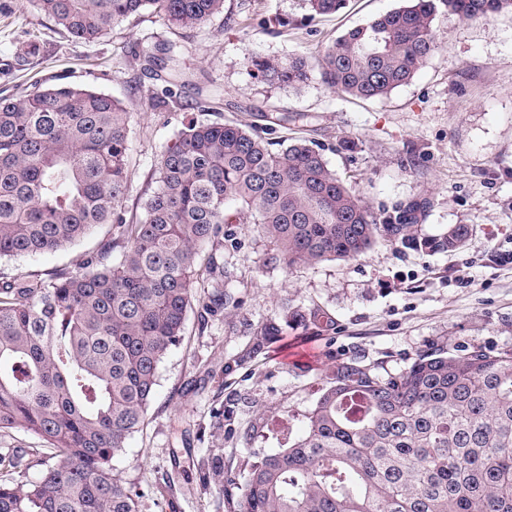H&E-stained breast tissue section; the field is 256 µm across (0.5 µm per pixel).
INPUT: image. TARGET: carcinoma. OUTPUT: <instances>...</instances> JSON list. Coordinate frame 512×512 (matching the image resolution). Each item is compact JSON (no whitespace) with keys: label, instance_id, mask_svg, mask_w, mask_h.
I'll return each mask as SVG.
<instances>
[{"label":"carcinoma","instance_id":"1","mask_svg":"<svg viewBox=\"0 0 512 512\" xmlns=\"http://www.w3.org/2000/svg\"><path fill=\"white\" fill-rule=\"evenodd\" d=\"M71 37L91 43L133 14L175 28L224 12V0H29ZM329 15L345 0H307ZM461 19L512 12V0H407L353 28L323 54L321 82L382 99L434 55L439 11ZM148 68L178 66L174 46L143 53ZM266 81L295 91L301 56L256 58ZM130 112L92 88L58 84L0 97V259L57 251L101 224L120 229L78 269L46 281L0 283V431L23 429L59 460L22 488L0 477V512H137L111 465L144 423L158 365L184 332L193 301L215 315L238 302L216 287L197 296V261L224 246L229 224L271 243L263 264L289 272L356 259L378 240L455 251L469 225L419 239L423 204L372 209L305 139L274 141L237 124L190 121L157 163L145 218L126 222ZM270 322L254 349L280 336ZM224 475V454L199 460ZM233 512H512V351H427L384 377L350 359L307 413L301 436L265 456L243 482L218 484Z\"/></svg>","mask_w":512,"mask_h":512}]
</instances>
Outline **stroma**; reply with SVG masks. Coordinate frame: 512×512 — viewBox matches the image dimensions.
Masks as SVG:
<instances>
[{
  "instance_id": "obj_1",
  "label": "stroma",
  "mask_w": 512,
  "mask_h": 512,
  "mask_svg": "<svg viewBox=\"0 0 512 512\" xmlns=\"http://www.w3.org/2000/svg\"><path fill=\"white\" fill-rule=\"evenodd\" d=\"M402 4L347 0L339 13L313 19L304 0H224L222 14L195 28L168 27L145 11L84 43L27 0H0V95L68 82L108 94L130 112L127 220L143 218L166 145L209 109L221 122L272 125L279 137L315 141L374 208L426 202L422 238L452 224L470 227L454 252L381 240L360 258L286 272L263 266L268 241L254 225H235L239 247L225 248L222 269L202 278L208 289L224 284L238 307L203 326L200 305L192 306L181 342L158 366L143 429L112 461L139 492L138 512H228L203 481L199 458L223 453L229 475H243L290 446L342 362L357 358L393 376L430 348L512 350V263L501 260L512 253V13L487 20L439 14L435 55L379 100L353 99L316 76L297 93L269 84L249 64L294 55L317 64L346 30ZM279 17L286 26L276 25ZM158 40L177 44L184 85L169 87L144 70L138 52ZM33 41V65L15 67ZM168 88L173 104L152 106ZM343 138L345 150L337 147ZM117 237L107 224L66 249L2 259L0 281L50 277ZM269 321L281 326L279 339L253 349ZM44 451L25 430L0 432V456L13 457L16 484L39 478L35 461Z\"/></svg>"
}]
</instances>
